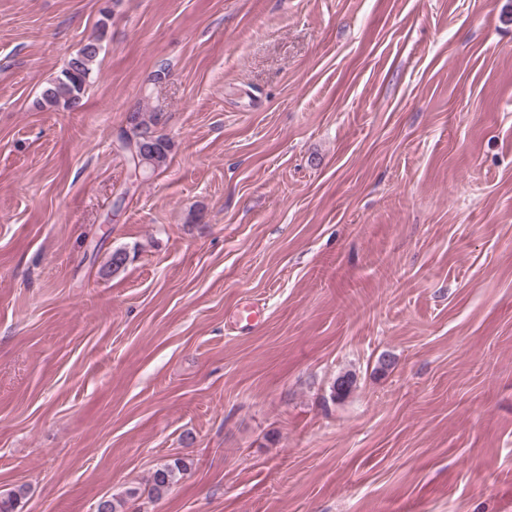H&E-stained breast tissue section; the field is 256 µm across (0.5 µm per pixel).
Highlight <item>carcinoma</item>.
Here are the masks:
<instances>
[{"label": "carcinoma", "instance_id": "cac0c4a2", "mask_svg": "<svg viewBox=\"0 0 512 512\" xmlns=\"http://www.w3.org/2000/svg\"><path fill=\"white\" fill-rule=\"evenodd\" d=\"M102 37L90 39L63 65L59 74L47 83L38 105L53 110H73L80 105L93 65L102 50ZM163 113L147 112L136 107L127 116V127L120 131L121 149L126 152L128 161L134 166L153 172L163 168L173 148L171 138L158 132ZM129 253L123 248L115 249L104 265L107 273L116 275L125 269ZM357 387V375L352 371L339 374L330 390L334 401L347 398ZM187 470L179 459L157 468L151 479L149 493L156 499L167 494L178 482V475ZM26 488L20 486L0 496V512H16Z\"/></svg>", "mask_w": 512, "mask_h": 512}]
</instances>
